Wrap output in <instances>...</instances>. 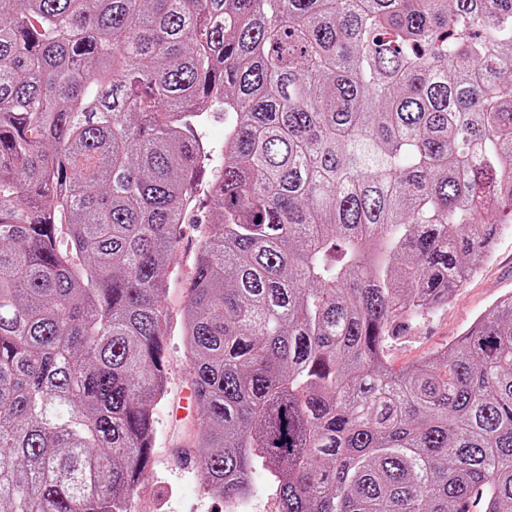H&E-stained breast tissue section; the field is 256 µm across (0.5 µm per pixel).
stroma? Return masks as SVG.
<instances>
[{
  "label": "stroma",
  "mask_w": 512,
  "mask_h": 512,
  "mask_svg": "<svg viewBox=\"0 0 512 512\" xmlns=\"http://www.w3.org/2000/svg\"><path fill=\"white\" fill-rule=\"evenodd\" d=\"M195 225L187 224L166 271L167 393L156 409V437L150 476L130 504V512H227L223 501L203 488L196 449L199 408H182L189 374L182 344V312L196 252ZM512 294V221L501 222L490 258L448 305L414 321L390 343L394 370L455 342L500 297Z\"/></svg>",
  "instance_id": "1"
}]
</instances>
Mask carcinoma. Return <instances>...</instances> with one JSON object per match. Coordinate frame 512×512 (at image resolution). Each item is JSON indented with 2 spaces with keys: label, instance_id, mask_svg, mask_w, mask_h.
Listing matches in <instances>:
<instances>
[{
  "label": "carcinoma",
  "instance_id": "cac0c4a2",
  "mask_svg": "<svg viewBox=\"0 0 512 512\" xmlns=\"http://www.w3.org/2000/svg\"><path fill=\"white\" fill-rule=\"evenodd\" d=\"M493 211L512 0H0V512H129L184 224L209 495L261 467L278 512H512V295L386 360Z\"/></svg>",
  "mask_w": 512,
  "mask_h": 512
}]
</instances>
